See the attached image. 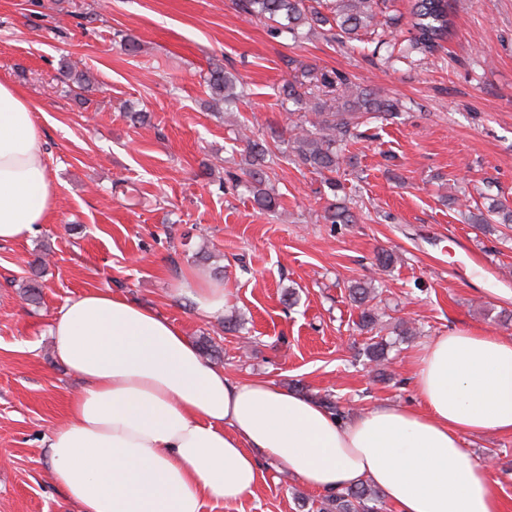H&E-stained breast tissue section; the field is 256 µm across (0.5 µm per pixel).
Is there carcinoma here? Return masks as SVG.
I'll list each match as a JSON object with an SVG mask.
<instances>
[{"label": "carcinoma", "mask_w": 512, "mask_h": 512, "mask_svg": "<svg viewBox=\"0 0 512 512\" xmlns=\"http://www.w3.org/2000/svg\"><path fill=\"white\" fill-rule=\"evenodd\" d=\"M244 14L264 19L281 33L300 36L304 27L327 28V32L342 39L362 40L372 36L376 48H386L387 59L407 61L414 54L433 52L448 37L451 20L448 0H413L410 26L413 36L405 43L392 44L383 38L384 28L397 25L398 17L385 11L387 0H238ZM204 82L209 97L216 105L229 104L243 92L237 90V81L216 65ZM340 84L348 92L347 99L333 110L317 102L305 109L313 119L292 125L287 140L298 165L324 175V186L332 200L326 207L325 220L330 224H353L355 216L341 196L345 186L340 170L345 163L343 145L358 137L359 120L365 115L398 114L399 103L372 91L351 85L347 77L337 75V80H323L324 86ZM237 140L245 143V167L237 182L245 181L254 204L261 210L273 211L279 206V195L268 187V163L272 150L266 141L238 132ZM375 279L356 281L348 286L349 298L362 307L357 328L371 333L376 329L378 314L370 302L374 300ZM368 361L377 365L387 360L386 344L373 341L364 348ZM383 497L368 483H360L327 495L319 512H382Z\"/></svg>", "instance_id": "cac0c4a2"}]
</instances>
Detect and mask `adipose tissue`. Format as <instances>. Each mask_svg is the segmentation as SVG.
<instances>
[{
	"mask_svg": "<svg viewBox=\"0 0 512 512\" xmlns=\"http://www.w3.org/2000/svg\"><path fill=\"white\" fill-rule=\"evenodd\" d=\"M55 209L42 132L27 97L0 81V242L23 241ZM206 317L223 286L186 277ZM48 333L80 382L49 433L54 479L78 512H201L253 493L266 458L317 491L363 482L397 512H502L466 435H512V339L450 328L414 359L419 405L377 404L343 420L316 399L207 362L183 330L108 288L77 294Z\"/></svg>",
	"mask_w": 512,
	"mask_h": 512,
	"instance_id": "ef3b65f1",
	"label": "adipose tissue"
}]
</instances>
